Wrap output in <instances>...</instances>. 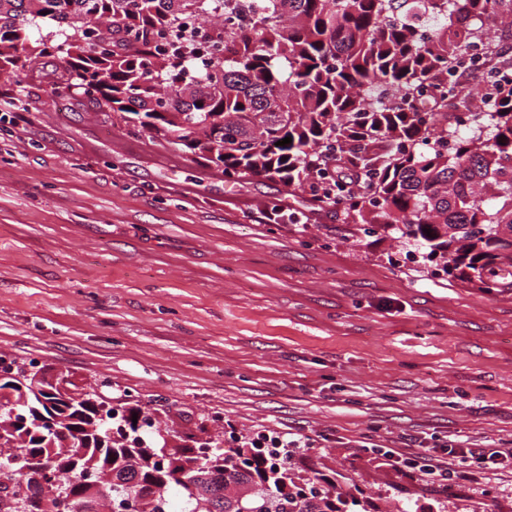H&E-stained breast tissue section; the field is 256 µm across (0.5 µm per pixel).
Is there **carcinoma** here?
<instances>
[{
	"label": "carcinoma",
	"instance_id": "carcinoma-1",
	"mask_svg": "<svg viewBox=\"0 0 512 512\" xmlns=\"http://www.w3.org/2000/svg\"><path fill=\"white\" fill-rule=\"evenodd\" d=\"M50 21L57 32L33 31ZM210 30L187 43L190 22ZM512 0H0V80L40 58L55 64L53 95L77 91L103 112L160 134L176 148L215 156L224 177L280 178L308 190L313 210L387 224L413 238L460 278L484 281L512 256ZM488 40L490 87L456 83L471 44ZM183 115V124L167 119ZM292 142L276 145L286 138ZM448 228L439 241L425 230ZM55 440L13 436L0 460V512L103 475L93 512L140 497V512H254L278 499L289 467L180 474L166 440L147 445L154 488L140 483L142 458ZM70 460L42 484L28 458ZM306 497L282 512H316Z\"/></svg>",
	"mask_w": 512,
	"mask_h": 512
}]
</instances>
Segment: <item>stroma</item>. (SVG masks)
Segmentation results:
<instances>
[{"instance_id": "obj_1", "label": "stroma", "mask_w": 512, "mask_h": 512, "mask_svg": "<svg viewBox=\"0 0 512 512\" xmlns=\"http://www.w3.org/2000/svg\"><path fill=\"white\" fill-rule=\"evenodd\" d=\"M48 65L0 82V359L108 382L172 444L308 436L292 467L369 512H512L510 468L443 491L379 454L512 448L511 273L482 288L300 188L226 180L51 95Z\"/></svg>"}]
</instances>
